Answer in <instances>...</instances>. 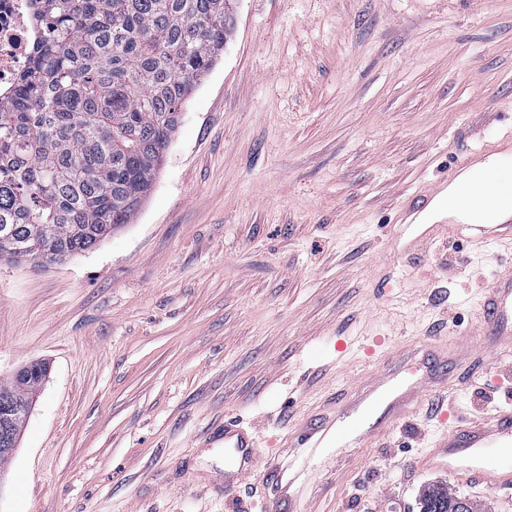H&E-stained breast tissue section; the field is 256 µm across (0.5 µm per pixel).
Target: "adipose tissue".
Returning a JSON list of instances; mask_svg holds the SVG:
<instances>
[{"label": "adipose tissue", "instance_id": "adipose-tissue-1", "mask_svg": "<svg viewBox=\"0 0 512 512\" xmlns=\"http://www.w3.org/2000/svg\"><path fill=\"white\" fill-rule=\"evenodd\" d=\"M512 181L502 155L477 162L448 185L433 202L430 213L461 224H498L512 216V195L493 193L495 181Z\"/></svg>", "mask_w": 512, "mask_h": 512}]
</instances>
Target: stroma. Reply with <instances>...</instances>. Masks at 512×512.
Wrapping results in <instances>:
<instances>
[{"instance_id": "1", "label": "stroma", "mask_w": 512, "mask_h": 512, "mask_svg": "<svg viewBox=\"0 0 512 512\" xmlns=\"http://www.w3.org/2000/svg\"><path fill=\"white\" fill-rule=\"evenodd\" d=\"M235 30L182 107L130 224L44 269L0 263V382L50 372L0 512H268L262 484L224 486L213 425L260 459L294 419L370 369L380 336L487 354L448 413L512 408V370L479 322L512 245L414 246L399 205L482 145L512 141V0H233ZM350 345L337 357V337ZM432 403L362 461L317 450L301 481L343 468L324 512H420L433 484L512 512V489L422 472Z\"/></svg>"}]
</instances>
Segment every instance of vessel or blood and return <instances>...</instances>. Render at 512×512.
Returning a JSON list of instances; mask_svg holds the SVG:
<instances>
[{
	"instance_id": "b4317fda",
	"label": "vessel or blood",
	"mask_w": 512,
	"mask_h": 512,
	"mask_svg": "<svg viewBox=\"0 0 512 512\" xmlns=\"http://www.w3.org/2000/svg\"><path fill=\"white\" fill-rule=\"evenodd\" d=\"M449 236L482 245L512 241V218L500 224H455ZM484 329L499 345L512 344V266L501 271L480 303ZM474 347L465 340L446 348H412L395 369H376L361 376L351 388L319 402L288 436V456L263 463L253 456L255 439L239 422L218 425L224 440L227 465L237 479H258L265 484L271 512H314L317 500L330 491L316 485L308 496L296 488L295 461L309 448L368 447L405 423L433 394L449 382L466 385ZM424 471L444 472L462 480L495 488L512 486V409H500L444 434L415 461Z\"/></svg>"
}]
</instances>
